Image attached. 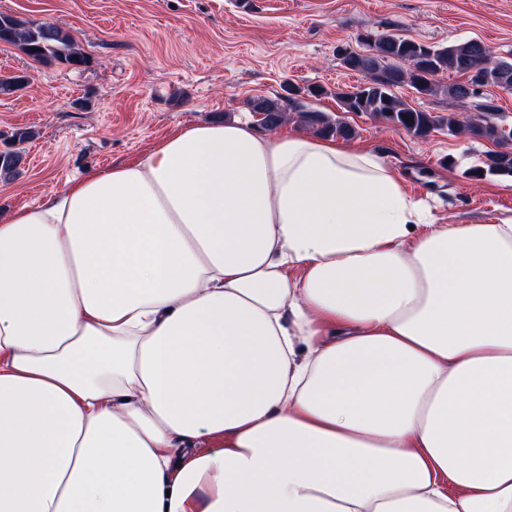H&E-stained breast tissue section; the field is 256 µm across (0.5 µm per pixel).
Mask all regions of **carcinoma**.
Returning a JSON list of instances; mask_svg holds the SVG:
<instances>
[{"label": "carcinoma", "mask_w": 512, "mask_h": 512, "mask_svg": "<svg viewBox=\"0 0 512 512\" xmlns=\"http://www.w3.org/2000/svg\"><path fill=\"white\" fill-rule=\"evenodd\" d=\"M0 41L17 46L28 57L42 63L59 62L69 66H87L89 56L81 52L75 39L62 29L34 20H23L0 13ZM379 52L358 58L352 70L363 74L367 81L348 92L336 93L346 112L371 113L403 128L415 137H425L440 124L448 130L456 128L453 114L435 116L417 109L400 98L395 89L407 85L420 94L442 93L448 98L472 104L474 118L468 132L475 138L486 139L498 146L512 141V128L494 121L498 112L495 100L476 90V87L495 86L512 89V61L491 58L489 50L478 40L452 42L446 46L425 44L396 34L378 37ZM453 72L463 80L448 86L436 82V76ZM298 112L301 121L321 137L355 135L351 126L331 118L324 112L311 110L301 102L288 98L258 97L250 101L252 112L261 116L268 127L285 119V108ZM23 152L19 149L0 152V180L10 181L19 174ZM475 175L512 176V150L493 151L486 155L483 165L474 169Z\"/></svg>", "instance_id": "cac0c4a2"}]
</instances>
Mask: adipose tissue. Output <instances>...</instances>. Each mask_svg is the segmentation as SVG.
<instances>
[{
	"instance_id": "ef3b65f1",
	"label": "adipose tissue",
	"mask_w": 512,
	"mask_h": 512,
	"mask_svg": "<svg viewBox=\"0 0 512 512\" xmlns=\"http://www.w3.org/2000/svg\"><path fill=\"white\" fill-rule=\"evenodd\" d=\"M0 512H512V217L240 120L0 217Z\"/></svg>"
}]
</instances>
